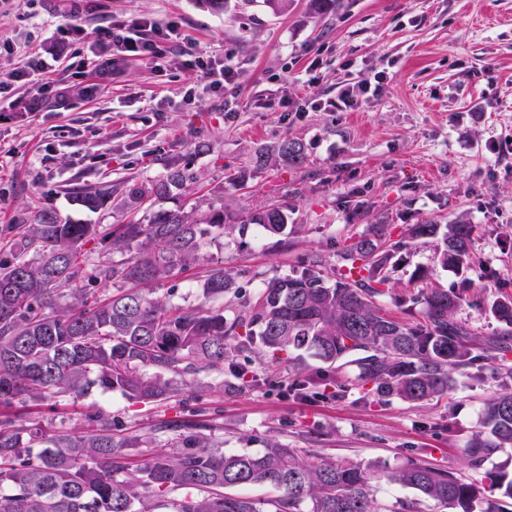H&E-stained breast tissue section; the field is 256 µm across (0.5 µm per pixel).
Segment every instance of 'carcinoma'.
<instances>
[{"instance_id":"cac0c4a2","label":"carcinoma","mask_w":512,"mask_h":512,"mask_svg":"<svg viewBox=\"0 0 512 512\" xmlns=\"http://www.w3.org/2000/svg\"><path fill=\"white\" fill-rule=\"evenodd\" d=\"M277 161L302 165L304 144L287 137L259 150L254 164L261 169ZM196 179L173 163L159 179L127 183L121 207L144 215L114 229L40 211L24 225L11 257L0 259V512H381L372 477L359 465L303 461L274 439L259 454L226 453L202 418L157 428L171 434L159 448L151 437L116 436L112 423L97 415L87 416L89 432L78 437L49 434L31 419L42 402L93 386L141 403L179 401L186 377L215 370L256 342L275 353H309L330 367L353 355L360 381L411 402L447 396L456 387L454 374L476 377L493 358L512 376L506 358L512 298L492 303L489 313L503 329L482 340L457 317L466 304L461 288L424 294L422 319L413 324L379 307L387 282L381 268L401 245L383 224L374 238L344 250V271L330 285L311 268L274 278L248 297L220 267L210 270L204 303L192 310L153 295L149 284L204 259L208 238L235 220L224 207L200 200L151 209ZM72 202L96 213L112 204V190L78 188ZM242 223L279 234L288 214L271 204ZM473 232L471 224L427 222L412 225L408 237L437 238L442 265L462 269L471 263ZM105 243L130 258L92 261ZM99 279L132 287L90 302L87 285ZM230 292L227 304L206 306ZM480 424L463 449L472 476L421 462L396 468L386 479L417 498L397 500L392 512H418L423 500L443 512H475L477 502L481 512H512L503 507L512 502V476L485 467L512 448V386L486 401ZM128 448L140 449L139 456L128 457ZM253 485L279 495L255 500L232 493ZM183 489L197 495L169 497Z\"/></svg>"}]
</instances>
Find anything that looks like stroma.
Wrapping results in <instances>:
<instances>
[{"label": "stroma", "mask_w": 512, "mask_h": 512, "mask_svg": "<svg viewBox=\"0 0 512 512\" xmlns=\"http://www.w3.org/2000/svg\"><path fill=\"white\" fill-rule=\"evenodd\" d=\"M144 16L178 28L165 69L128 55L100 75L101 26ZM184 43L232 61V99L185 69ZM29 55L53 69L41 105L25 85L0 92V258L21 221L46 208L75 223H125L119 207L82 210L73 189L118 194L128 180L187 163L199 180L178 199L200 196L240 213L277 203L288 226L279 234L229 226L206 246L202 266L155 283L157 295L195 308L206 270L219 267L250 295L315 264L332 277L346 246L387 224L402 247L382 270L386 312L418 320L420 292L463 286L469 303L459 318L481 338L499 331L488 308L512 298V0H340L325 13L290 0L279 15L244 4L217 15L195 0H0V77ZM378 79L381 96L321 110L344 84ZM269 97L276 106H266ZM287 137L304 143V165L255 169L257 150ZM238 173L244 186L229 181ZM455 220L476 227L469 268L442 267L432 240L403 235L412 224ZM357 374L351 364L326 373L314 359L256 347L188 379L176 403L143 405L93 387L41 407L38 419L80 436L84 415L101 413L115 434L144 438L198 410L225 451L256 453L276 439L311 462L359 464L377 476L374 496L389 508L414 492L381 475L411 462L464 469L480 408L505 381L491 366L460 377L452 397L409 402L374 393Z\"/></svg>", "instance_id": "stroma-1"}]
</instances>
